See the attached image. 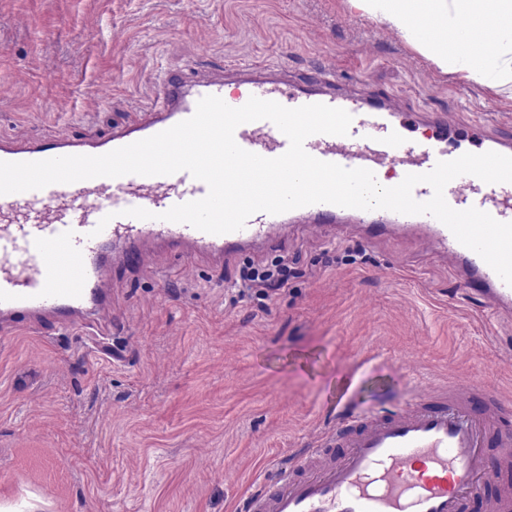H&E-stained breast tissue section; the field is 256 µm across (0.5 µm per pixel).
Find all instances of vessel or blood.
I'll use <instances>...</instances> for the list:
<instances>
[{
    "instance_id": "1",
    "label": "vessel or blood",
    "mask_w": 512,
    "mask_h": 512,
    "mask_svg": "<svg viewBox=\"0 0 512 512\" xmlns=\"http://www.w3.org/2000/svg\"><path fill=\"white\" fill-rule=\"evenodd\" d=\"M343 85L326 65L302 83L279 79L262 63L228 60L205 77L188 68L160 76L139 118L109 136H0V161L102 155L190 118L204 96L228 93L238 107L256 96L288 108L321 103L345 109L353 117L348 135L316 134L304 147L319 160L369 169L381 182L391 172L422 174L437 162L457 158L448 147L457 124L447 112H400L390 108L387 94H351ZM465 128L474 153L512 156V138L490 132L486 122L473 120ZM235 140L266 158L289 147L287 137L267 120L240 125ZM207 193L204 182L180 171L98 177L0 195V324L31 327L47 315L65 326L92 323L109 307L114 263L153 271L161 261L203 254L220 267L240 252L281 242L291 222L323 236L330 227L360 221L368 240L421 226L424 249L448 257L454 276L481 296L494 317L512 314V286L431 215L378 209L375 222L368 224L362 210L318 203L277 215L258 212L243 229L220 235L161 220L172 206ZM444 196L454 209L475 207L512 222V183L488 184L463 175L446 186ZM136 207L153 212V219L127 216V209ZM473 392L470 386L449 387L436 410L419 397L392 410L340 412L308 449L248 491L236 512H464L467 500L495 479L485 454L495 423L505 426L504 448L512 447L507 426L512 406L494 397L484 415H472L466 404ZM339 446L343 454L334 455Z\"/></svg>"
}]
</instances>
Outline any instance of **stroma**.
Segmentation results:
<instances>
[{"label":"stroma","instance_id":"35a3bbf8","mask_svg":"<svg viewBox=\"0 0 512 512\" xmlns=\"http://www.w3.org/2000/svg\"><path fill=\"white\" fill-rule=\"evenodd\" d=\"M228 58L287 66L296 81L325 63L407 111L486 112L512 131V92L440 73L344 0H0V134H109L164 71ZM297 252L309 275L267 310L230 304L243 267ZM111 278L99 330L50 320L0 341L1 503L233 512L343 408L477 380L512 402V325L488 321L482 298L408 241L292 234L221 269L174 258L154 273L117 263ZM486 452L497 478L468 512L512 487L499 429Z\"/></svg>","mask_w":512,"mask_h":512}]
</instances>
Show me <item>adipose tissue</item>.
I'll return each mask as SVG.
<instances>
[{
    "label": "adipose tissue",
    "mask_w": 512,
    "mask_h": 512,
    "mask_svg": "<svg viewBox=\"0 0 512 512\" xmlns=\"http://www.w3.org/2000/svg\"><path fill=\"white\" fill-rule=\"evenodd\" d=\"M351 11L395 31L442 72L489 88L512 89V0H346ZM495 44L473 47L485 30Z\"/></svg>",
    "instance_id": "obj_1"
}]
</instances>
